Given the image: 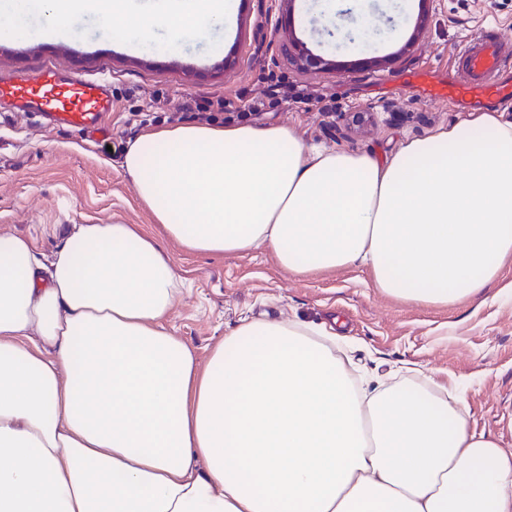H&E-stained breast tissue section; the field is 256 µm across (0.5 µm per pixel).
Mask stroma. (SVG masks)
I'll use <instances>...</instances> for the list:
<instances>
[{
	"instance_id": "stroma-1",
	"label": "stroma",
	"mask_w": 512,
	"mask_h": 512,
	"mask_svg": "<svg viewBox=\"0 0 512 512\" xmlns=\"http://www.w3.org/2000/svg\"><path fill=\"white\" fill-rule=\"evenodd\" d=\"M363 4L370 56L390 57L408 39L416 41L387 67H361L359 53L335 49L323 0H296V35L311 52L337 62L330 71L288 64L276 36L279 0H233L226 26L175 46L164 27H153L142 41L122 40L91 14L78 16L59 45L38 36L0 39V73L30 72L54 59L89 77L107 76L114 95L103 136L90 138L34 115L0 121V231L31 236L44 255L70 224H138L156 233L123 174V153L144 125L167 124L185 94L233 102L260 95L271 76L282 82L279 99L249 125H290L308 143L376 155L475 118V101L429 98L411 74L427 70L435 80L453 79L457 50L490 25L512 47V0H434L418 35V0ZM391 16L401 17L400 31H389ZM350 112L374 113L376 123L348 132ZM164 248L187 285L170 326L199 360L246 319L332 322L356 373L383 376L391 385L413 366L418 384H465L471 428L512 451V295L499 285L458 305L416 306L380 294L363 268L300 278L281 270L264 249L217 258L185 253L170 241Z\"/></svg>"
}]
</instances>
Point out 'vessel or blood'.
I'll return each mask as SVG.
<instances>
[{
  "label": "vessel or blood",
  "instance_id": "1",
  "mask_svg": "<svg viewBox=\"0 0 512 512\" xmlns=\"http://www.w3.org/2000/svg\"><path fill=\"white\" fill-rule=\"evenodd\" d=\"M457 80L444 88L430 87V96L460 99L512 100V83L500 80L505 64L495 29L487 28L456 55ZM0 101L12 111L39 114L60 126L92 135L105 129L104 116L112 109L108 78L89 79L55 65L41 67L34 75L0 76Z\"/></svg>",
  "mask_w": 512,
  "mask_h": 512
}]
</instances>
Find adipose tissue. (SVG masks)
Wrapping results in <instances>:
<instances>
[{"label": "adipose tissue", "mask_w": 512, "mask_h": 512, "mask_svg": "<svg viewBox=\"0 0 512 512\" xmlns=\"http://www.w3.org/2000/svg\"><path fill=\"white\" fill-rule=\"evenodd\" d=\"M225 0H12L0 36L77 15L224 25ZM123 172L188 253L259 248L307 277L370 271L448 306L512 266V120L484 112L393 153L289 125L197 123L129 142ZM182 281L136 224H72L50 257L0 232V512H512V452L436 385L356 378L333 328L243 321L207 363L167 326Z\"/></svg>", "instance_id": "ef3b65f1"}]
</instances>
